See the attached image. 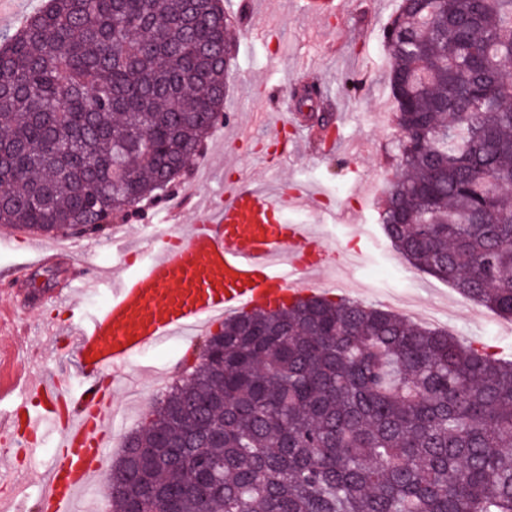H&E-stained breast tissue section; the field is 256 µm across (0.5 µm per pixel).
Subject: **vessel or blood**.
Segmentation results:
<instances>
[{
	"label": "vessel or blood",
	"instance_id": "1",
	"mask_svg": "<svg viewBox=\"0 0 512 512\" xmlns=\"http://www.w3.org/2000/svg\"><path fill=\"white\" fill-rule=\"evenodd\" d=\"M346 0H298L312 17L345 10ZM308 203L307 192L289 196L275 189L224 188L221 207H205L173 247L151 253L143 270L128 274L90 269L79 289L108 285L111 301L73 333L80 382L60 388L53 380L35 386L45 404L31 409V394L0 410V431L23 425L35 437L54 430L58 449L38 495L42 512H80L85 491L102 471L103 450L115 413L103 378L138 353L174 337L205 335L214 319L242 309H276L303 297L319 263L308 260L306 225L283 222L288 208Z\"/></svg>",
	"mask_w": 512,
	"mask_h": 512
}]
</instances>
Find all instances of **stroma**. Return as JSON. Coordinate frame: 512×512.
Masks as SVG:
<instances>
[{
  "mask_svg": "<svg viewBox=\"0 0 512 512\" xmlns=\"http://www.w3.org/2000/svg\"><path fill=\"white\" fill-rule=\"evenodd\" d=\"M346 10L322 22L301 15L294 0H230L233 10H244L243 21L229 32L237 47L224 96L226 119L206 140L204 152L190 172L174 187L173 196H186L179 224L189 228L205 202L224 203L226 184L263 183L316 191L310 205L291 208L284 219L305 224L322 258L321 281L337 284L338 295L374 307H384L386 296L402 292L410 301L407 316L418 320L430 305L440 309L436 328L477 344L493 346L498 357L512 361V333L495 330L491 312L405 262L386 238L378 204L393 175V144L398 135L388 87L384 32L398 8V0H347ZM360 82L357 95L346 96L345 80ZM320 85L333 112L345 113L340 134L346 150L320 151L315 141L303 142L297 152L283 147L279 123L292 122L309 133L318 128L307 111L294 104L302 84ZM281 96L286 111L267 120L256 115V100ZM31 234L0 225V274L16 267L26 270L12 291H0V378L20 382L44 376L72 385L76 359L70 346L44 334V323L76 326L95 313V297L76 286L88 264L109 269L118 261L110 236L88 239V253L37 263L30 248ZM195 341L179 338L137 355L119 371L112 390L117 412L107 461L120 454L126 436L142 421L167 382L157 371L184 363ZM14 466L0 494L35 500L39 480L51 460L42 445Z\"/></svg>",
  "mask_w": 512,
  "mask_h": 512,
  "instance_id": "1",
  "label": "stroma"
}]
</instances>
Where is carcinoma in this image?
Masks as SVG:
<instances>
[{
  "label": "carcinoma",
  "mask_w": 512,
  "mask_h": 512,
  "mask_svg": "<svg viewBox=\"0 0 512 512\" xmlns=\"http://www.w3.org/2000/svg\"><path fill=\"white\" fill-rule=\"evenodd\" d=\"M221 0H47L0 38V224L99 237L220 123ZM386 237L512 320V0H400ZM125 440L112 512H512V364L322 296L241 313Z\"/></svg>",
  "instance_id": "1"
}]
</instances>
